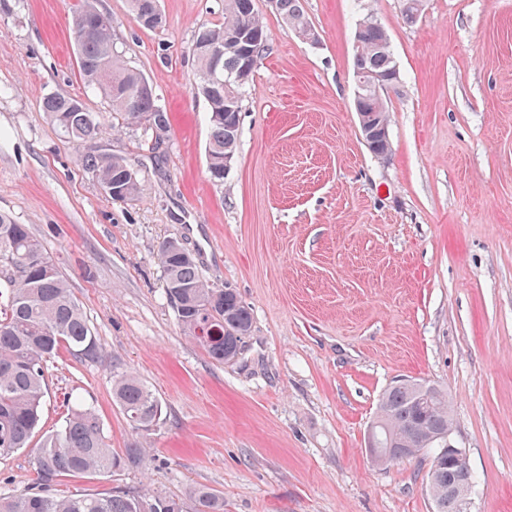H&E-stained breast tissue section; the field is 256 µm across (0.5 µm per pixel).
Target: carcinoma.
I'll return each instance as SVG.
<instances>
[{
    "instance_id": "obj_1",
    "label": "carcinoma",
    "mask_w": 512,
    "mask_h": 512,
    "mask_svg": "<svg viewBox=\"0 0 512 512\" xmlns=\"http://www.w3.org/2000/svg\"><path fill=\"white\" fill-rule=\"evenodd\" d=\"M159 0H129L130 11L142 22ZM277 12L293 29L309 25L300 0H278ZM247 26L265 30L254 0H224V23L218 28L200 27L202 39L224 46L221 68L224 83L210 85L206 76L211 58L193 49L198 62L196 90L208 114V169L222 180L224 154L235 152L240 136L242 87L228 78L241 66L243 55L233 29ZM364 47L361 68L384 82L396 72V62L383 27L369 19L359 23ZM71 35L80 77L99 90L109 113L126 125L141 127L160 140L170 131L168 113L155 95L139 94L143 75L128 67L114 50L112 22L89 3L76 9ZM364 111L377 112L388 121L384 103L364 90ZM42 112L71 142L93 140L102 125L103 113L90 112L75 97L50 94ZM82 169L95 179L113 200L135 201L145 192L137 172L116 155L99 150L79 157ZM163 272L164 291L184 332L219 364L230 363L241 353L252 328L250 308L230 288H215L205 280L195 256L174 237L162 241L157 251ZM96 359L100 354L96 335L69 283L39 239L25 224L0 215V453L28 447L38 428L46 393L45 368L61 353ZM112 399L132 429L149 432L162 415V405L132 372L112 380ZM378 421L379 440L410 456L420 448H434L448 458V435L453 418L447 395L433 386L419 399L409 380H401L382 397ZM150 459V444L138 442L122 453L112 452L103 422L95 410L79 401L68 409L65 424L42 438L35 461L34 487L0 496V512H224V496L198 487L185 497L115 488L103 494L55 495L64 477L108 474ZM473 475L467 456L451 464H431L428 490L436 512H460V499L468 496Z\"/></svg>"
}]
</instances>
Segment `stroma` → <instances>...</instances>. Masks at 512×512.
<instances>
[{
	"label": "stroma",
	"instance_id": "obj_1",
	"mask_svg": "<svg viewBox=\"0 0 512 512\" xmlns=\"http://www.w3.org/2000/svg\"><path fill=\"white\" fill-rule=\"evenodd\" d=\"M80 2L0 0V213L44 243L100 345L98 359L48 365L41 431L61 427L72 396L96 409L113 451L141 441L112 401L125 371L162 416L146 466L69 477L58 493L206 487L224 512H436L432 449L378 466L366 448L383 393L417 379L448 396L469 512H512V0H422L412 23L403 0H303L312 42L255 0L266 49L220 182L192 43L223 23L224 0H160L157 31L127 0H92L170 116L157 145L111 118L93 141L138 172L134 202L107 197L77 162L83 145L41 109L52 93L107 108L79 76ZM367 17L400 75L381 159L353 108ZM169 237L250 307L239 361L214 362L182 332L157 261ZM37 451L0 455V494L32 485Z\"/></svg>",
	"mask_w": 512,
	"mask_h": 512
}]
</instances>
